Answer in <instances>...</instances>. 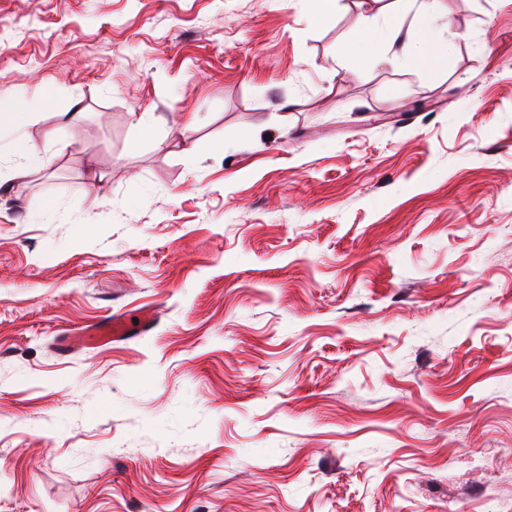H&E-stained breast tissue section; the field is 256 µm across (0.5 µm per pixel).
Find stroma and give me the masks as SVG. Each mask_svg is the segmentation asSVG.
Returning a JSON list of instances; mask_svg holds the SVG:
<instances>
[{
  "mask_svg": "<svg viewBox=\"0 0 512 512\" xmlns=\"http://www.w3.org/2000/svg\"><path fill=\"white\" fill-rule=\"evenodd\" d=\"M362 10L0 0V512H512V0ZM429 9H430V5L425 3L420 12L421 22H420L418 38L421 41V43L425 46V52L422 54L414 53V54H410L408 56L409 61L413 65L418 66V67L424 66V65L428 64L429 62L433 61L434 59L440 57V52L438 51L437 47L434 45V43L428 37V27L426 24V19L429 14ZM154 321L155 317L150 313L142 314L137 325L123 316H110L99 323L70 331L66 333L67 336H60L59 344L65 348L81 345L103 346L147 332L153 328Z\"/></svg>",
  "mask_w": 512,
  "mask_h": 512,
  "instance_id": "obj_1",
  "label": "stroma"
}]
</instances>
